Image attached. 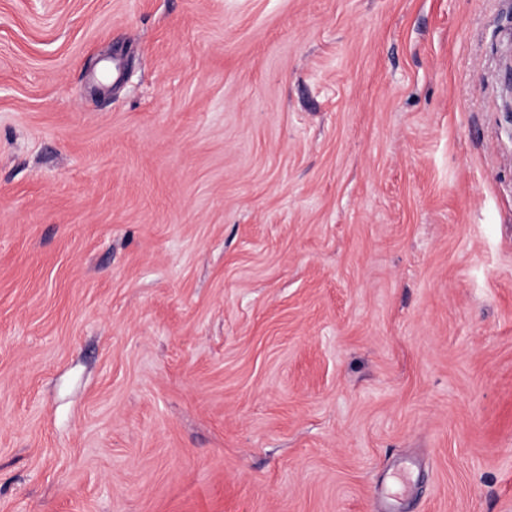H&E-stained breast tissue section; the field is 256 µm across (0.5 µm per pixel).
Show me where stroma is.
<instances>
[{"label":"stroma","mask_w":512,"mask_h":512,"mask_svg":"<svg viewBox=\"0 0 512 512\" xmlns=\"http://www.w3.org/2000/svg\"><path fill=\"white\" fill-rule=\"evenodd\" d=\"M512 0H0V512H512Z\"/></svg>","instance_id":"stroma-1"}]
</instances>
